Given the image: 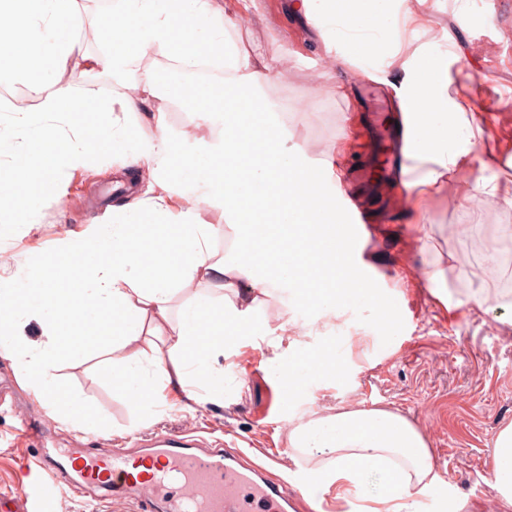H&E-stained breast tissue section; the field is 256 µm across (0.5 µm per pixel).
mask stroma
Returning <instances> with one entry per match:
<instances>
[{
    "instance_id": "35a3bbf8",
    "label": "stroma",
    "mask_w": 512,
    "mask_h": 512,
    "mask_svg": "<svg viewBox=\"0 0 512 512\" xmlns=\"http://www.w3.org/2000/svg\"><path fill=\"white\" fill-rule=\"evenodd\" d=\"M216 12L233 11L244 21L230 37L243 53L287 57V68H274L268 96L289 102L313 92L315 103L287 123L297 144L316 143L320 159L335 164L337 176L356 166L360 156L347 138L364 131V102L351 85L359 61L343 46L327 48L301 0H211ZM419 24L398 52L381 67H365L367 84L389 105L391 118L402 112L399 87L414 79L417 60L440 33L448 93L475 104V87L499 97V113L481 124L470 150V174L441 193H421L415 208L379 225L374 238L358 243L357 252L376 278L380 295L399 313L387 340L353 348L350 376L304 393L288 405L280 381L265 373V347L246 340L224 355L229 379L223 405L207 414L184 411V396L163 393L165 412L153 426L177 430L184 425L206 431L224 425L235 431L236 445L253 452L273 475L294 476L297 465L286 449L290 418L326 407L386 408L404 415L429 442L441 476L430 494V512H441L449 495L468 498L469 512H485L496 500L494 443L512 423V267L487 266L494 245L491 225H512V0H424ZM61 83L111 97L113 89L135 93L134 80L113 82L104 70H84L70 62L58 72ZM497 178L498 189L479 190ZM154 183L146 166L125 174L121 156L100 142L93 161L50 181L42 198L41 220L26 235L0 239V275L29 253L45 251L61 230L77 231L111 215L114 207L136 204ZM481 194L482 212H472L473 194ZM452 224H483L481 234L449 237ZM424 267L442 270L446 296H438L420 276ZM109 356L94 354L83 364L63 368V388L80 390L91 411L105 412L112 443L125 447L135 406L114 386ZM13 417L0 418V493L17 494L32 478L25 452L17 448Z\"/></svg>"
}]
</instances>
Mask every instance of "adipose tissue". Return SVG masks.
Masks as SVG:
<instances>
[{
	"label": "adipose tissue",
	"instance_id": "ef3b65f1",
	"mask_svg": "<svg viewBox=\"0 0 512 512\" xmlns=\"http://www.w3.org/2000/svg\"><path fill=\"white\" fill-rule=\"evenodd\" d=\"M409 2L303 0V8L324 43L347 45L360 61L378 64L410 15ZM236 25L235 13H215L210 0H113L99 23L105 50L87 58V65L118 79L139 72L145 92L174 103L182 101L192 68L206 58L223 59L224 86L212 94L209 110L197 115L213 133L185 154L174 150L166 125L152 138L133 132L128 118L141 112L143 99L110 100L57 80L56 70L81 53L74 0H0V84L23 82L40 101L38 111L0 120V161L16 155L28 161L18 179L0 182V223L17 215L26 229L37 227L42 182L87 165L102 138L128 164L152 168L158 189L176 183L191 201L174 216L160 196L144 207H120L111 219L68 233L49 252L0 276V357L12 362L63 425L87 431L108 424L104 414L90 415L82 393L61 389L60 370L89 353L86 342L71 338L74 318L87 320L88 337H101L115 352L112 382L137 407L141 428L157 417L169 388L185 394L189 412L223 404L228 373L219 359L246 338L265 339L263 367L282 380L288 398L335 377L349 358L346 344L312 345L298 336L286 344L270 336L259 318L270 285L294 296L301 319L331 331L346 311L381 300L355 282L357 253L340 226L313 223L297 207L296 185L323 181L335 167L312 168L301 145L291 144L284 104L263 93L272 67L238 53L229 37ZM153 55L165 60L163 75L143 70V59ZM419 91L435 105L427 122L436 139L418 153L430 163L418 182L438 193L469 169L476 133L464 118L466 103L449 97L429 66L404 85L403 101ZM243 97L255 101V111L238 110ZM79 110L101 115L91 133L67 131ZM245 141L250 148L244 152ZM203 205L221 215L222 225L200 223ZM222 231L236 237L248 232L251 241L214 258L211 242ZM311 249L322 253V261L299 262L298 254ZM84 255L88 263L73 269V259ZM190 282L201 285V293L172 309L175 293ZM219 300L222 315L209 320L206 313ZM33 324L40 329L34 339L27 335ZM314 353L323 357V368H305ZM62 392L63 403L57 399ZM288 445L320 488H334L339 502H370L369 512H419L421 497L440 482L425 438L389 409L311 414L290 427ZM494 465L495 487L512 512V423L498 435Z\"/></svg>",
	"mask_w": 512,
	"mask_h": 512
}]
</instances>
